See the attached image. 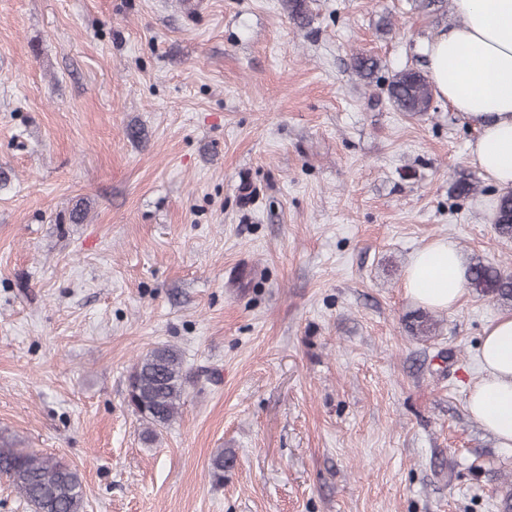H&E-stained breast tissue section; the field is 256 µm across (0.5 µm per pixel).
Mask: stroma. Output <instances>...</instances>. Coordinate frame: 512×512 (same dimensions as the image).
<instances>
[{
	"mask_svg": "<svg viewBox=\"0 0 512 512\" xmlns=\"http://www.w3.org/2000/svg\"><path fill=\"white\" fill-rule=\"evenodd\" d=\"M305 4L0 0V436L86 512H502L467 399L512 303L403 288L440 237L512 268L500 190L447 101L407 116L351 64L425 68L450 4ZM163 344L200 377L148 441L126 378ZM496 201V230L500 236L512 238V190L499 194Z\"/></svg>",
	"mask_w": 512,
	"mask_h": 512,
	"instance_id": "obj_1",
	"label": "stroma"
}]
</instances>
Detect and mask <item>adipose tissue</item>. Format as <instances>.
<instances>
[{
	"instance_id": "adipose-tissue-1",
	"label": "adipose tissue",
	"mask_w": 512,
	"mask_h": 512,
	"mask_svg": "<svg viewBox=\"0 0 512 512\" xmlns=\"http://www.w3.org/2000/svg\"><path fill=\"white\" fill-rule=\"evenodd\" d=\"M457 21L437 32L423 52L439 96L478 137L474 164L502 189L512 188V0H451ZM466 287L457 243L438 238L418 250L407 269L409 298L435 310L455 308ZM483 375L467 400L470 417L512 447V314L485 327L479 348Z\"/></svg>"
}]
</instances>
